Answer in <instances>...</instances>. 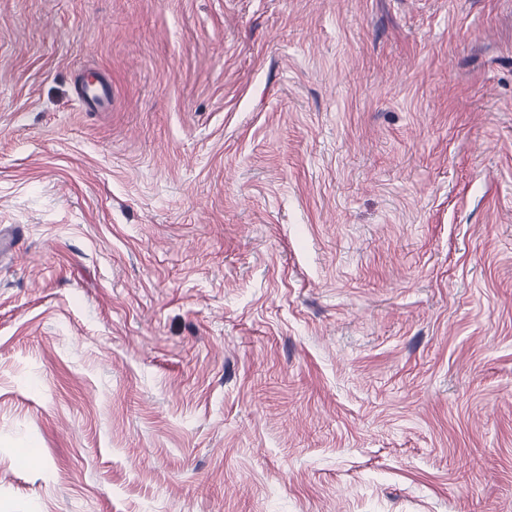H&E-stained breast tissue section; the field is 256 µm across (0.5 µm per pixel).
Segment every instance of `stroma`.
I'll use <instances>...</instances> for the list:
<instances>
[{
    "mask_svg": "<svg viewBox=\"0 0 512 512\" xmlns=\"http://www.w3.org/2000/svg\"><path fill=\"white\" fill-rule=\"evenodd\" d=\"M0 230V512H512V0H0Z\"/></svg>",
    "mask_w": 512,
    "mask_h": 512,
    "instance_id": "1",
    "label": "stroma"
}]
</instances>
